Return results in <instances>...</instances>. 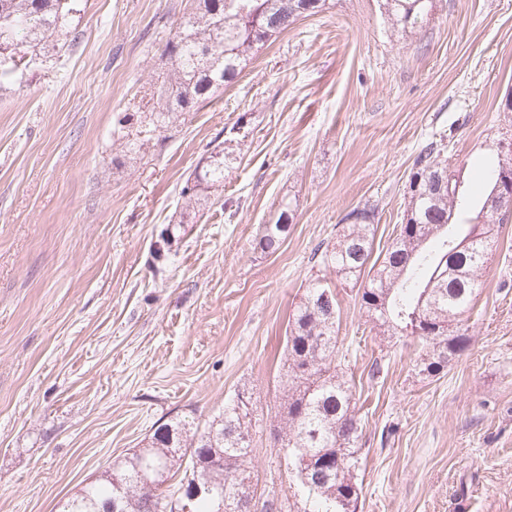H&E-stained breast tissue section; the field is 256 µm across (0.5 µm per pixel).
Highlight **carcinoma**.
I'll return each instance as SVG.
<instances>
[{"label":"carcinoma","mask_w":512,"mask_h":512,"mask_svg":"<svg viewBox=\"0 0 512 512\" xmlns=\"http://www.w3.org/2000/svg\"><path fill=\"white\" fill-rule=\"evenodd\" d=\"M306 0H193L163 50L167 67L157 75L149 111L119 121L122 151L131 153L209 99L246 68L254 51L306 17ZM391 25L404 32L423 22L433 0H383ZM76 0H0V83L52 58H61L77 34L69 29ZM133 130H125L126 125ZM512 172V151L496 149L486 167L487 191L469 195L449 171L445 146L430 141L414 160L408 203L384 253L372 258L377 225L373 205L343 218L332 247L317 249L324 268L357 289L356 299L374 327L408 334L422 344L419 371L435 376L465 353L471 336L464 316L481 288L490 245L512 217L496 186ZM224 184V155L217 153L186 179L190 204ZM292 217L285 205L264 224L258 246L275 253ZM336 290L312 280L288 318L280 360L286 386L271 434L285 466L288 491L303 512H356L361 485L363 425L350 386L335 363ZM252 394L242 389L203 426L174 417L161 424L148 446L112 461V474L87 482L65 498L59 512H221L226 498L261 497L260 512H292L275 487L257 493L252 464ZM173 484H167L169 480Z\"/></svg>","instance_id":"obj_1"}]
</instances>
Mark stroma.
<instances>
[{"instance_id":"1","label":"stroma","mask_w":512,"mask_h":512,"mask_svg":"<svg viewBox=\"0 0 512 512\" xmlns=\"http://www.w3.org/2000/svg\"><path fill=\"white\" fill-rule=\"evenodd\" d=\"M380 0H328L233 82L138 152L118 121L186 0H80L59 64L0 85V512H55L162 423H202L243 387L266 420L275 353L344 215L376 205L393 237L413 162L443 139L469 194L512 139V0H436L413 33ZM226 155L224 184L188 205L185 178ZM273 254L256 245L283 204ZM180 226L170 253L152 247ZM337 348L366 459L357 512H512V222L500 227L447 372L373 329L341 296Z\"/></svg>"}]
</instances>
